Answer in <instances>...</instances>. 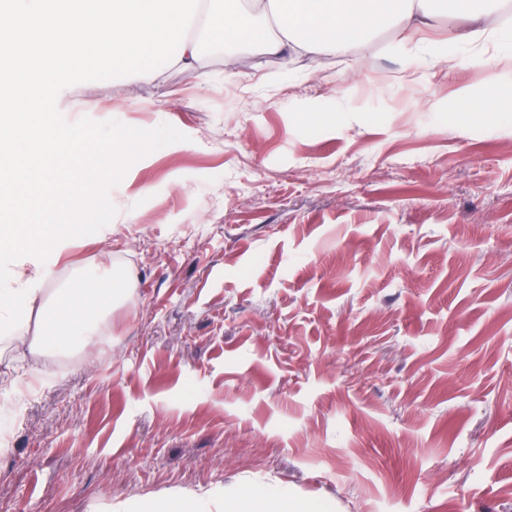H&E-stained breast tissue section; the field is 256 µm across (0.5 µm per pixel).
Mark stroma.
Wrapping results in <instances>:
<instances>
[{
    "label": "stroma",
    "mask_w": 512,
    "mask_h": 512,
    "mask_svg": "<svg viewBox=\"0 0 512 512\" xmlns=\"http://www.w3.org/2000/svg\"><path fill=\"white\" fill-rule=\"evenodd\" d=\"M68 79L46 120L139 148L94 179L56 253L0 252V285L87 268L131 286L85 346L49 353L31 310L0 337L9 512H134L253 489L314 512H512V81L491 42L449 53L396 26L349 56L247 66L222 43ZM173 55L184 68L196 71L199 59L198 43L194 40L179 39L176 43ZM477 112H490L495 115H504L512 112V90L505 92L500 89H489L485 93L483 102L476 107Z\"/></svg>",
    "instance_id": "stroma-1"
}]
</instances>
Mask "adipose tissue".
I'll return each mask as SVG.
<instances>
[{
    "label": "adipose tissue",
    "mask_w": 512,
    "mask_h": 512,
    "mask_svg": "<svg viewBox=\"0 0 512 512\" xmlns=\"http://www.w3.org/2000/svg\"><path fill=\"white\" fill-rule=\"evenodd\" d=\"M246 0L245 6L225 11L222 40L243 36L269 55L285 49L309 54L347 55L355 34L374 31L393 20L401 40L413 39L422 27H442L449 44L497 38L512 55V27L492 25L495 0ZM173 0H0V91L10 106L0 115V211L20 213L25 233L0 231V242L33 245L56 251L54 226L75 204L66 163L90 153L93 174L110 172L122 153L125 136L112 141L111 150L88 149L75 131L46 123L42 118L66 89L63 78L87 67L143 61L159 47L173 45V55L187 70L197 68L198 45L180 38L188 19L176 13ZM279 23V35H270L268 19ZM27 142V154L14 153L13 144ZM49 146L60 158L55 167L43 164L37 149ZM37 178L39 203L21 207L19 185ZM116 296L112 270L89 269L73 287L56 293L52 307L42 311V340L62 348L93 335L102 314ZM38 299L34 288L0 289V332H10L23 321ZM225 512H306L293 495L253 490L224 505Z\"/></svg>",
    "instance_id": "obj_1"
}]
</instances>
